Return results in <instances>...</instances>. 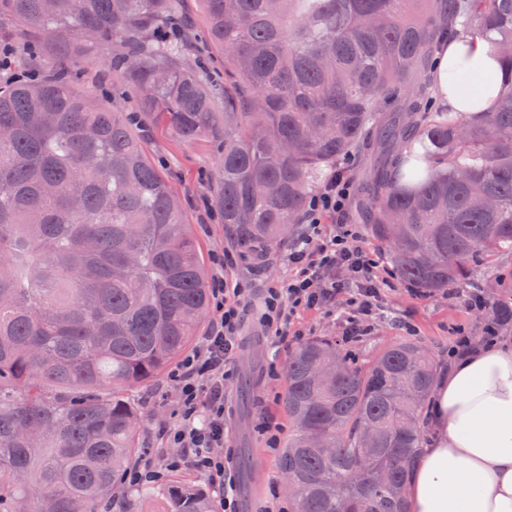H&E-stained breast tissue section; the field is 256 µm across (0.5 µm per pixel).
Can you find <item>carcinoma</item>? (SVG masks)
<instances>
[{"label": "carcinoma", "mask_w": 512, "mask_h": 512, "mask_svg": "<svg viewBox=\"0 0 512 512\" xmlns=\"http://www.w3.org/2000/svg\"><path fill=\"white\" fill-rule=\"evenodd\" d=\"M204 3L222 85L191 37L162 36L178 0H0V13L83 58L108 49L132 109L178 137L218 134L216 201L240 248L293 235L355 156L359 212L401 280L446 291L471 280L480 252L512 246V0ZM460 32L503 63L485 112L445 110L431 80L438 41ZM80 75L65 58L51 78L0 79V512H101L118 491L129 509L217 512L181 475L121 482L139 451L127 391L191 348L209 277L144 134ZM336 361L333 384L312 381ZM285 377L277 466L305 512H408L401 490L438 378L429 350L395 342L362 370L317 338ZM366 423L372 448L358 439Z\"/></svg>", "instance_id": "1"}]
</instances>
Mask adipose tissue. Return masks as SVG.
<instances>
[{
    "instance_id": "1",
    "label": "adipose tissue",
    "mask_w": 512,
    "mask_h": 512,
    "mask_svg": "<svg viewBox=\"0 0 512 512\" xmlns=\"http://www.w3.org/2000/svg\"><path fill=\"white\" fill-rule=\"evenodd\" d=\"M437 55L434 79L449 111L493 104L502 72L486 41L463 34ZM458 68L481 79L479 98L449 82ZM426 424L433 436L408 484L409 512H512V347L469 354L442 375Z\"/></svg>"
}]
</instances>
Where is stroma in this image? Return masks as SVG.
Wrapping results in <instances>:
<instances>
[{"instance_id":"35a3bbf8","label":"stroma","mask_w":512,"mask_h":512,"mask_svg":"<svg viewBox=\"0 0 512 512\" xmlns=\"http://www.w3.org/2000/svg\"><path fill=\"white\" fill-rule=\"evenodd\" d=\"M81 84L108 97L116 110L122 111L129 106L124 83L103 66L101 57L86 58ZM146 143L151 160L171 181L179 196L205 257H212L216 250L229 246L224 219L215 212L213 174L217 142L210 138L185 141L160 129L147 136ZM283 250V245L273 246L262 258L247 259L231 269L234 278L251 282V308L260 307L263 290L269 282L287 276L288 269L281 260ZM477 264L479 275L457 286V296L453 299L444 293H411L406 283H397L394 289L386 291L381 311L372 319L368 334L352 342H344L345 318L337 312L331 314L323 309L299 311L293 327L308 341L321 336L339 338L342 352L353 365L362 368L383 347L407 337L428 346L436 364L447 365L453 327L464 326L467 332L476 336L481 334L490 317L486 310H467L460 300L461 294L479 288L490 302L512 301V249H500L493 256L478 259ZM403 321L414 325V333L400 329L399 324ZM289 354L285 347L273 349L255 323L245 322L236 355V375L225 391L227 444L234 450L235 479L243 481L248 470L255 472L258 479L252 502L254 512H281L288 505V487L278 471L277 457L267 452L255 424L265 414L273 416L280 424L288 422L283 407L286 390L283 372ZM178 397L179 391L166 373L135 387L134 399L141 417L139 461L161 462L164 445L156 432L159 425L171 423Z\"/></svg>"}]
</instances>
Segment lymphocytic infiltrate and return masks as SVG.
Returning <instances> with one entry per match:
<instances>
[{"label": "lymphocytic infiltrate", "mask_w": 512, "mask_h": 512, "mask_svg": "<svg viewBox=\"0 0 512 512\" xmlns=\"http://www.w3.org/2000/svg\"><path fill=\"white\" fill-rule=\"evenodd\" d=\"M350 189L349 181L334 176L311 197L307 211L310 230L284 254L290 274L267 288L258 319L271 343L286 340L293 316L301 308L339 303L351 307L353 314L345 331L349 339L358 336L363 320L378 310L389 282L377 279L373 259L356 247L358 233L353 225L338 224L326 233L320 230L322 216L343 212ZM339 267L349 271L356 290H349V282L333 278V270ZM244 294V283L226 280L221 273L214 277L212 297L218 318L195 352L170 375L180 390L177 420L160 427L159 435L173 453L161 464L127 469L122 476L125 485L155 484L167 473L189 470L206 477L218 489L223 512H238L230 458L214 455L212 449L226 441L224 386L234 374L232 360L243 326Z\"/></svg>", "instance_id": "lymphocytic-infiltrate-1"}]
</instances>
